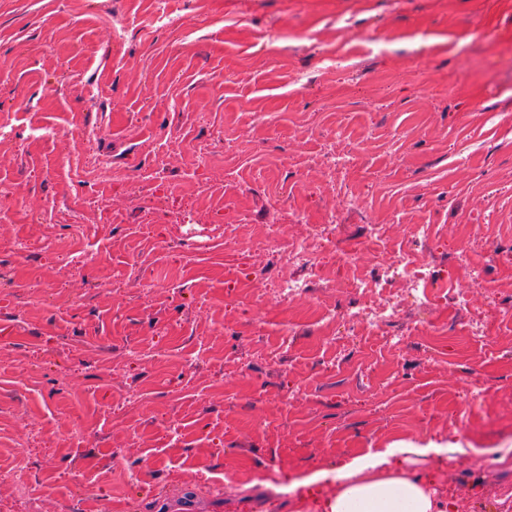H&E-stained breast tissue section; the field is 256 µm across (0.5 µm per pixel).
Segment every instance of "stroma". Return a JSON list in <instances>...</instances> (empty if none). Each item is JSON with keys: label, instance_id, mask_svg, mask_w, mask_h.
Returning a JSON list of instances; mask_svg holds the SVG:
<instances>
[{"label": "stroma", "instance_id": "stroma-1", "mask_svg": "<svg viewBox=\"0 0 512 512\" xmlns=\"http://www.w3.org/2000/svg\"><path fill=\"white\" fill-rule=\"evenodd\" d=\"M330 220L339 281L432 226L413 259L485 333L428 343L441 301L406 306L395 349L287 330L321 289L279 303L296 269L224 237ZM401 441L447 446L416 467L460 512H512V0H0V467L24 482L0 502L310 512L296 481Z\"/></svg>", "mask_w": 512, "mask_h": 512}]
</instances>
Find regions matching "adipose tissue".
<instances>
[{
  "label": "adipose tissue",
  "mask_w": 512,
  "mask_h": 512,
  "mask_svg": "<svg viewBox=\"0 0 512 512\" xmlns=\"http://www.w3.org/2000/svg\"><path fill=\"white\" fill-rule=\"evenodd\" d=\"M442 445L417 447L403 442L372 456L356 457L337 467L335 474L318 471L305 485L332 480L321 512H458L433 476L407 467L408 456L441 453Z\"/></svg>",
  "instance_id": "obj_1"
}]
</instances>
